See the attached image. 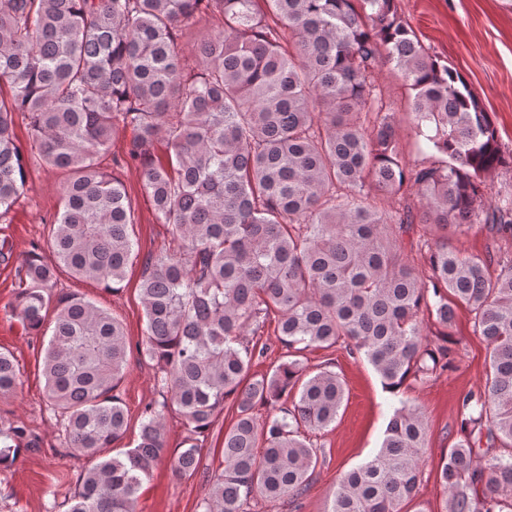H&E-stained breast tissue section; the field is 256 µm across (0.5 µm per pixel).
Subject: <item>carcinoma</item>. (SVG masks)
<instances>
[{
	"label": "carcinoma",
	"mask_w": 512,
	"mask_h": 512,
	"mask_svg": "<svg viewBox=\"0 0 512 512\" xmlns=\"http://www.w3.org/2000/svg\"><path fill=\"white\" fill-rule=\"evenodd\" d=\"M208 17L213 30L201 28ZM380 62L403 73L416 127L432 128L442 161H404L372 83ZM0 79L12 92L0 99V221L29 162L68 174L47 242L55 262L29 253L10 304L28 334L48 337L42 375L64 444L94 460L65 512H135L172 410L187 436L171 470L194 476L228 401L237 420L201 512L298 501L322 455L308 435L328 428L344 399L332 365L313 371L304 351L345 338L396 393L456 369L458 306L491 351L484 389L461 400L464 439L442 458L443 512H512V199L491 212L482 203L505 152L479 99L423 48L395 0H0ZM18 114L29 120V160L13 137ZM128 130L122 161L140 164L141 190L179 245L148 259L140 285L161 400L145 405L136 444L114 456L128 426L123 323L54 289L64 267L116 291L139 259L126 188L100 162ZM408 186L418 215L370 201ZM417 220L442 232L424 250V278L402 243ZM475 226L494 249L448 247V230ZM271 313L286 359L253 373L268 347L246 336ZM18 381L0 351V399ZM258 404L271 409L262 420ZM426 446L422 413L402 404L326 512H402ZM38 447L22 419L0 415L1 470Z\"/></svg>",
	"instance_id": "cac0c4a2"
}]
</instances>
